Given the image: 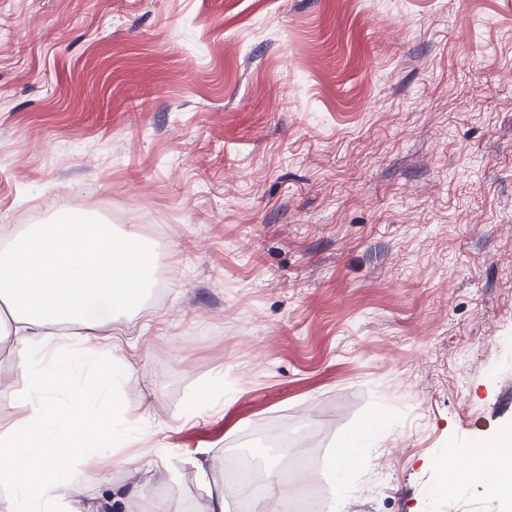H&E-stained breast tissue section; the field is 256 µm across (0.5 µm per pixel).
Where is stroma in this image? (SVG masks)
I'll return each instance as SVG.
<instances>
[{"instance_id": "stroma-1", "label": "stroma", "mask_w": 512, "mask_h": 512, "mask_svg": "<svg viewBox=\"0 0 512 512\" xmlns=\"http://www.w3.org/2000/svg\"><path fill=\"white\" fill-rule=\"evenodd\" d=\"M83 217L155 256L98 334L159 503L204 512L193 458L276 428L311 437L317 512H494L430 460L512 425V0H0V228ZM24 384L0 335V431ZM134 478L78 482L110 512ZM377 418L368 419L360 429L359 434L346 438L334 451V463L338 465V472L343 474L354 469L361 459L366 456L370 448L369 438Z\"/></svg>"}]
</instances>
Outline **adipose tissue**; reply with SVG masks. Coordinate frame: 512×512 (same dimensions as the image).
Here are the masks:
<instances>
[{"instance_id": "adipose-tissue-1", "label": "adipose tissue", "mask_w": 512, "mask_h": 512, "mask_svg": "<svg viewBox=\"0 0 512 512\" xmlns=\"http://www.w3.org/2000/svg\"><path fill=\"white\" fill-rule=\"evenodd\" d=\"M154 282L151 251L96 220L43 224L0 248V328L16 349L27 409L0 433V447L13 458L0 463V502L10 512H90L71 486L72 472L90 462L108 475L116 457L140 475L118 512H154L144 488L160 451L137 445L139 425L128 411L136 371L111 349L91 344L99 323L140 311ZM66 323L84 327L80 340L52 335ZM100 364L112 367V378L80 380L85 368ZM468 458L466 469L449 466L444 456L431 465L450 490L475 481L494 486L499 512H512V429Z\"/></svg>"}]
</instances>
